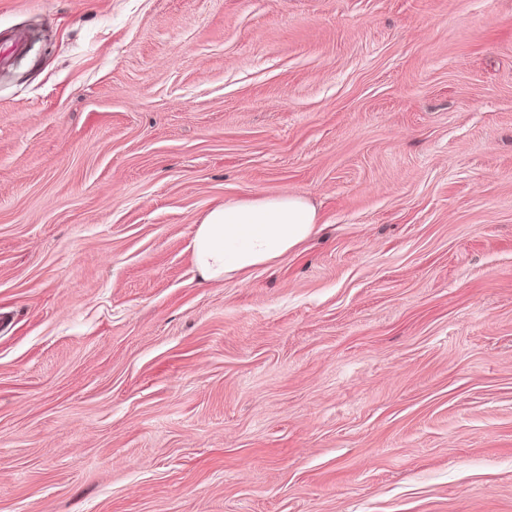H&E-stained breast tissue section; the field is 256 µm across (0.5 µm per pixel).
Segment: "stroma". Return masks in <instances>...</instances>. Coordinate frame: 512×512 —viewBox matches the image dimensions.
Instances as JSON below:
<instances>
[{
  "label": "stroma",
  "instance_id": "1",
  "mask_svg": "<svg viewBox=\"0 0 512 512\" xmlns=\"http://www.w3.org/2000/svg\"><path fill=\"white\" fill-rule=\"evenodd\" d=\"M0 512H512V0H0ZM316 208L305 197L279 194L225 201L211 209L193 236L201 283H220L274 264L319 230Z\"/></svg>",
  "mask_w": 512,
  "mask_h": 512
}]
</instances>
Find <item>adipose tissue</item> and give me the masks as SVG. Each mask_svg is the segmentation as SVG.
Here are the masks:
<instances>
[{
  "mask_svg": "<svg viewBox=\"0 0 512 512\" xmlns=\"http://www.w3.org/2000/svg\"><path fill=\"white\" fill-rule=\"evenodd\" d=\"M318 230L316 208L299 195L226 201L195 228L193 260L198 278L219 283L272 265Z\"/></svg>",
  "mask_w": 512,
  "mask_h": 512,
  "instance_id": "obj_1",
  "label": "adipose tissue"
}]
</instances>
